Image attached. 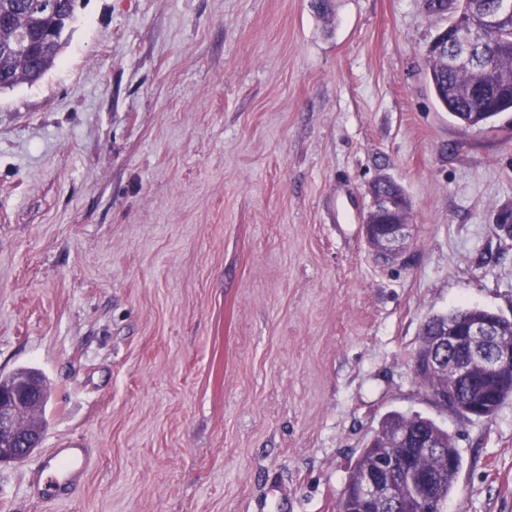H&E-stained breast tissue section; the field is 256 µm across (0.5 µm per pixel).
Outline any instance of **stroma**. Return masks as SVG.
<instances>
[{
	"label": "stroma",
	"mask_w": 512,
	"mask_h": 512,
	"mask_svg": "<svg viewBox=\"0 0 512 512\" xmlns=\"http://www.w3.org/2000/svg\"><path fill=\"white\" fill-rule=\"evenodd\" d=\"M423 0H76L68 46L0 94V375L39 372V448L0 512H336L386 415L455 439L445 512H512V399L438 408L425 321L512 320V112L460 126ZM398 183L408 261L365 238ZM82 440L45 501L33 473ZM392 182L387 177H379L368 186L367 192L371 197V207L365 220V234L368 243L376 252L384 255L389 260L398 261L401 258L400 242L405 238V230L408 225L410 204L404 193H402L405 202L402 206H398L400 204L399 197H396L392 191L389 193L386 191L388 188H398ZM395 211H400L399 220L386 224L384 234L375 238L372 233V227L375 224H379L377 222L379 216Z\"/></svg>",
	"instance_id": "1"
}]
</instances>
